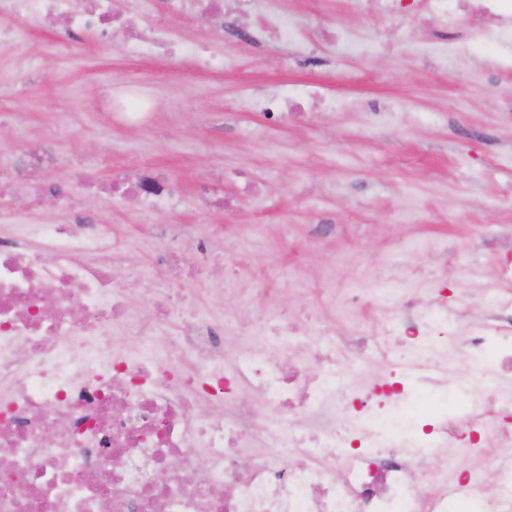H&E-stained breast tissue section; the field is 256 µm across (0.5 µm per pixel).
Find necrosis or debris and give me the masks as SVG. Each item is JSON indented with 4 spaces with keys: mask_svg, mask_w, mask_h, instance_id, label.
Masks as SVG:
<instances>
[{
    "mask_svg": "<svg viewBox=\"0 0 512 512\" xmlns=\"http://www.w3.org/2000/svg\"><path fill=\"white\" fill-rule=\"evenodd\" d=\"M249 35L304 53L313 46L358 56L342 28L302 39L279 0H261ZM416 14L443 23L476 16V41L502 51L493 72L512 70V0H411ZM156 21L128 23L119 0H0V16L45 28L67 41L106 42L122 34L144 58L175 54L220 71L199 43L175 40L171 20L202 12L224 26L225 0H155ZM336 100L304 85L255 97L268 117ZM33 149L0 162V512H448L477 499L484 512H512V314L461 327L457 315L424 303L410 279L336 288L346 259L319 271L309 295L302 271L288 278L301 299L269 301L231 319L198 311L172 247L138 241L157 255L131 275L147 283L130 307L106 257L112 228L85 213L50 224L18 202L30 173L51 162ZM112 188L143 214L176 189L158 169L117 175ZM394 339L395 379L339 400L346 384L338 353L367 360L381 337ZM464 396L470 433L440 408L419 436L412 407L423 397ZM470 460L494 451L498 482L448 470V452Z\"/></svg>",
    "mask_w": 512,
    "mask_h": 512,
    "instance_id": "1",
    "label": "necrosis or debris"
}]
</instances>
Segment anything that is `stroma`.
<instances>
[{
    "label": "stroma",
    "mask_w": 512,
    "mask_h": 512,
    "mask_svg": "<svg viewBox=\"0 0 512 512\" xmlns=\"http://www.w3.org/2000/svg\"><path fill=\"white\" fill-rule=\"evenodd\" d=\"M312 31L351 29L366 46L361 56L282 55L245 37L244 22L224 18L212 34L205 22L186 19L174 33L202 40L224 61L206 72L191 60L141 58L119 39L69 46L54 30L24 26L23 51L40 73L21 71L19 54L0 47V157L51 139L61 157H77L100 179L136 160L162 167L182 189L152 221L123 199L88 194L70 185L78 208L111 224L118 241L108 259L124 276L127 297L144 285L128 277L130 266L150 265L152 253L134 243L147 224L173 234L186 224L212 241L217 267L234 269L249 302L261 308L262 289L282 292L289 270L302 267L311 289L317 271L345 252L343 276L391 277L405 266L423 281L422 297L448 303L460 314L489 309L512 294L499 270L512 265V72L489 76L497 45L469 38V20L443 27L401 11L387 20L355 14L351 0H284ZM463 47L444 62L448 43ZM314 84L340 100L377 99L384 110L304 112L288 124H270L251 111L247 98L283 83ZM157 103L147 125L130 128L108 109L127 85ZM263 188L261 198L243 190V177ZM237 200L235 211L205 212L193 201L198 182ZM317 224L335 234L314 237ZM444 237L448 254L408 251V236Z\"/></svg>",
    "instance_id": "35a3bbf8"
}]
</instances>
